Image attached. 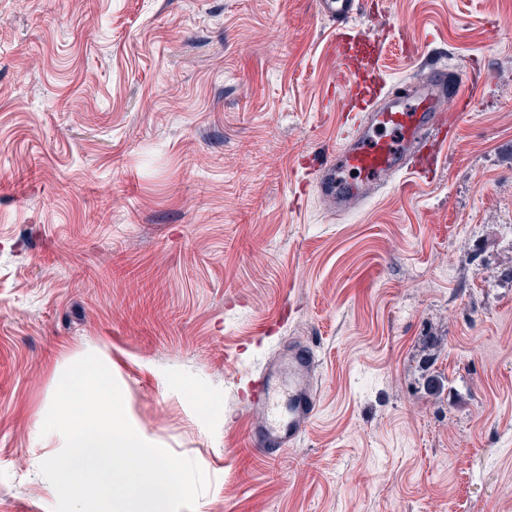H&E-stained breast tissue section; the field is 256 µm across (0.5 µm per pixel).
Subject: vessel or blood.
<instances>
[{
	"instance_id": "obj_1",
	"label": "vessel or blood",
	"mask_w": 512,
	"mask_h": 512,
	"mask_svg": "<svg viewBox=\"0 0 512 512\" xmlns=\"http://www.w3.org/2000/svg\"><path fill=\"white\" fill-rule=\"evenodd\" d=\"M322 13L345 41L361 0H320ZM339 80L351 97L342 110L361 112L355 133L306 164L334 209L346 212L363 204L381 186L405 171L425 174L447 144L448 129L463 116V104L473 103L476 83L466 75L434 68L426 81L412 87L385 89L381 82L367 83L342 61ZM313 355L304 345L288 351L283 363L267 367L248 385L250 406L264 415L252 429L248 442L267 458H277L302 433L318 410L309 385Z\"/></svg>"
}]
</instances>
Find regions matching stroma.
Returning a JSON list of instances; mask_svg holds the SVG:
<instances>
[{
	"label": "stroma",
	"instance_id": "35a3bbf8",
	"mask_svg": "<svg viewBox=\"0 0 512 512\" xmlns=\"http://www.w3.org/2000/svg\"><path fill=\"white\" fill-rule=\"evenodd\" d=\"M352 24L386 82L488 80L435 177L337 215L300 166L353 132L318 0H0V512H53L90 352L209 476L193 512H512V0ZM296 344L319 410L272 461L242 391Z\"/></svg>",
	"mask_w": 512,
	"mask_h": 512
}]
</instances>
